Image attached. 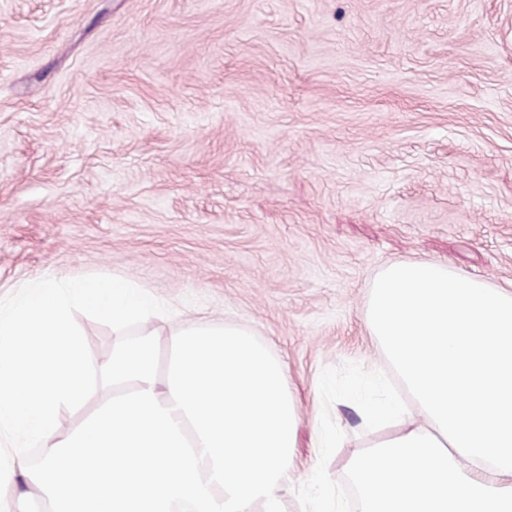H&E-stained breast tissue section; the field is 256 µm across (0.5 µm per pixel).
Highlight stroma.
<instances>
[{
    "mask_svg": "<svg viewBox=\"0 0 512 512\" xmlns=\"http://www.w3.org/2000/svg\"><path fill=\"white\" fill-rule=\"evenodd\" d=\"M408 261L512 291V0H0V297L118 274L248 329L298 408L286 512H355Z\"/></svg>",
    "mask_w": 512,
    "mask_h": 512,
    "instance_id": "35a3bbf8",
    "label": "stroma"
}]
</instances>
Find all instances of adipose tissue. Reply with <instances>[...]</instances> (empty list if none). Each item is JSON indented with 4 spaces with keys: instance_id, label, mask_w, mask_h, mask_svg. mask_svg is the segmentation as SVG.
<instances>
[{
    "instance_id": "1",
    "label": "adipose tissue",
    "mask_w": 512,
    "mask_h": 512,
    "mask_svg": "<svg viewBox=\"0 0 512 512\" xmlns=\"http://www.w3.org/2000/svg\"><path fill=\"white\" fill-rule=\"evenodd\" d=\"M366 328L411 401L363 407L394 431L347 464L362 512H512V292L396 264Z\"/></svg>"
}]
</instances>
